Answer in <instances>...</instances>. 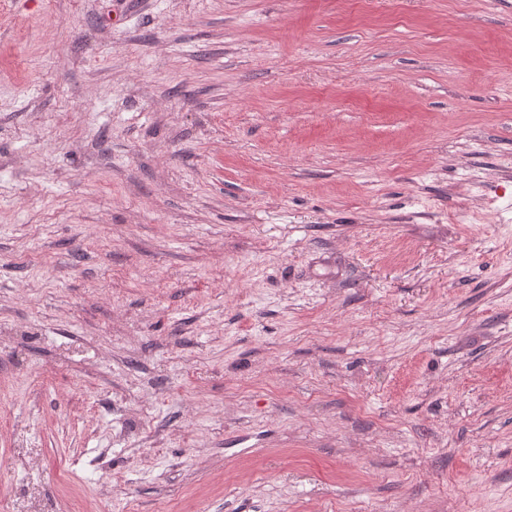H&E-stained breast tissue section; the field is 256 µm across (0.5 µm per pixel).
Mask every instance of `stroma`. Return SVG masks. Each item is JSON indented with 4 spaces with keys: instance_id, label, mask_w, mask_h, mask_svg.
Returning <instances> with one entry per match:
<instances>
[{
    "instance_id": "obj_1",
    "label": "stroma",
    "mask_w": 512,
    "mask_h": 512,
    "mask_svg": "<svg viewBox=\"0 0 512 512\" xmlns=\"http://www.w3.org/2000/svg\"><path fill=\"white\" fill-rule=\"evenodd\" d=\"M0 512H512V0H0Z\"/></svg>"
}]
</instances>
